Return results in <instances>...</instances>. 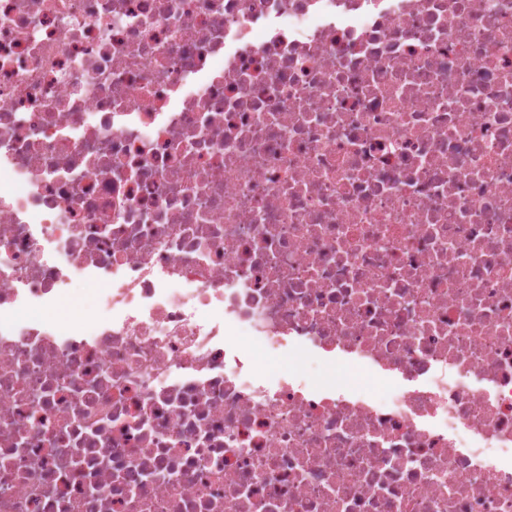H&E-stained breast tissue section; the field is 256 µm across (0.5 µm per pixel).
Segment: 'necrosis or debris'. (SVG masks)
Returning <instances> with one entry per match:
<instances>
[{
    "label": "necrosis or debris",
    "mask_w": 512,
    "mask_h": 512,
    "mask_svg": "<svg viewBox=\"0 0 512 512\" xmlns=\"http://www.w3.org/2000/svg\"><path fill=\"white\" fill-rule=\"evenodd\" d=\"M0 512H512V0H0Z\"/></svg>",
    "instance_id": "obj_1"
}]
</instances>
